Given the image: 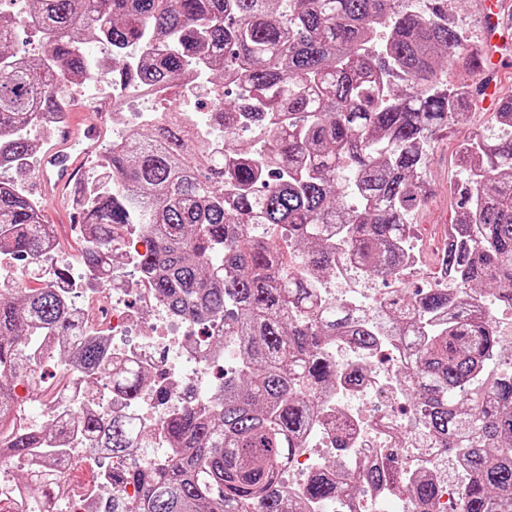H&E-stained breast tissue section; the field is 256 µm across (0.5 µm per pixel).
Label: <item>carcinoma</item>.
<instances>
[{"label":"carcinoma","instance_id":"1","mask_svg":"<svg viewBox=\"0 0 512 512\" xmlns=\"http://www.w3.org/2000/svg\"><path fill=\"white\" fill-rule=\"evenodd\" d=\"M48 36L52 64L15 48L18 22L0 20V159H28L25 136L41 112L69 107L71 90L93 73L135 86L171 89L194 66L235 80L234 104L211 125L218 153L182 139L180 112L112 142L111 184L82 209L77 261L91 289L112 283L117 231L136 225L147 248L140 272L169 309L210 334V355L235 364L202 393L164 416L165 452L147 466L112 471L99 491L112 512H307L343 506L362 485H391L433 512L431 474L402 482L382 459L313 472L306 496L282 477L315 415L337 388L364 373L330 355L338 343L375 354L396 341L409 354L406 402L443 453L466 461L461 512H512V374L495 365L504 347L485 294L512 308V94L494 112L498 133L459 145L466 179L454 188L439 269L446 288L399 289L376 319L324 288L346 261L355 272L394 279L405 257L421 175L436 135L470 109L479 89L448 85V68L477 72L482 48L448 21V0H28ZM90 44L108 55L93 65ZM249 116L260 149L239 142ZM277 232L269 239L251 225ZM59 246L54 227L13 182L0 181V249L24 263ZM109 383L134 403L149 383L135 358L112 360L86 339L56 290L0 289V453L33 459L22 488L0 505L55 510L72 473L105 448L122 458L151 448L131 418L83 410L71 386L45 385L42 368ZM44 425L23 421L34 399ZM89 448L74 453L72 435ZM139 498L125 503L118 488Z\"/></svg>","mask_w":512,"mask_h":512}]
</instances>
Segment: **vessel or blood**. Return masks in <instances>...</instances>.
Here are the masks:
<instances>
[{
  "mask_svg": "<svg viewBox=\"0 0 512 512\" xmlns=\"http://www.w3.org/2000/svg\"><path fill=\"white\" fill-rule=\"evenodd\" d=\"M500 0H482L480 19L486 42H493L508 26ZM109 113L106 107L69 112L55 140L45 152L35 189L52 199L60 212H67L72 193L88 156L101 152Z\"/></svg>",
  "mask_w": 512,
  "mask_h": 512,
  "instance_id": "b4317fda",
  "label": "vessel or blood"
}]
</instances>
